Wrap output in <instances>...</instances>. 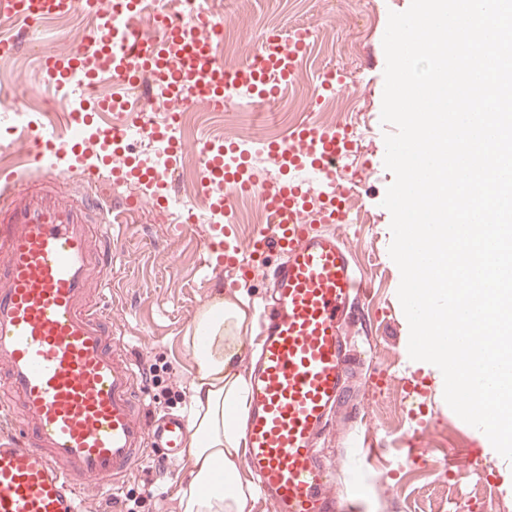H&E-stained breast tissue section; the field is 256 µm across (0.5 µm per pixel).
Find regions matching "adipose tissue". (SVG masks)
Returning <instances> with one entry per match:
<instances>
[{
    "mask_svg": "<svg viewBox=\"0 0 512 512\" xmlns=\"http://www.w3.org/2000/svg\"><path fill=\"white\" fill-rule=\"evenodd\" d=\"M256 311L243 291L197 315L188 342L196 363L189 417L191 470L179 488L180 512H252L255 489L241 469L239 422L248 414V380L239 370L240 342Z\"/></svg>",
    "mask_w": 512,
    "mask_h": 512,
    "instance_id": "ef3b65f1",
    "label": "adipose tissue"
}]
</instances>
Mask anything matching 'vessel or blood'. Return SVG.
<instances>
[{
    "mask_svg": "<svg viewBox=\"0 0 512 512\" xmlns=\"http://www.w3.org/2000/svg\"><path fill=\"white\" fill-rule=\"evenodd\" d=\"M86 5L97 26L69 51L45 58L46 81L72 106L71 125L84 123L81 105L100 78L118 85L165 84L177 107L194 84L198 107L223 105L243 86L264 98L277 95L302 57L308 35L278 43L265 59L238 69L215 59L205 25L161 17L154 34L135 23L140 0H0V13L36 21ZM352 142L346 128L302 123L267 157L281 169L307 171L326 198H313L302 180L272 184L238 180L249 154L237 143L202 147L203 183L219 185L212 204L226 209L233 196L260 192L269 214L246 249L212 238L208 250L225 269L248 276L266 271L263 310L250 342V411L244 426L246 465L273 512H345L329 487L316 453L335 412L350 402L348 374L360 359L344 326L366 294L350 253L333 229L336 204L354 187L341 164ZM13 145L35 149L38 179L0 170V420L21 428L0 433V512H84L81 491L90 481L118 484L147 448L180 462L192 443L181 415L147 417L134 398L135 364L112 340L103 304L112 268L113 225L137 200L114 202L86 195L62 199L58 184L77 154L75 140L44 128L15 131Z\"/></svg>",
    "mask_w": 512,
    "mask_h": 512,
    "instance_id": "vessel-or-blood-1",
    "label": "vessel or blood"
}]
</instances>
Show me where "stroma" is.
Listing matches in <instances>:
<instances>
[{
	"mask_svg": "<svg viewBox=\"0 0 512 512\" xmlns=\"http://www.w3.org/2000/svg\"><path fill=\"white\" fill-rule=\"evenodd\" d=\"M374 0H209L210 13L222 19L240 52H247L261 32L275 25L290 30L303 25L310 31L305 61L298 78L282 95L273 112H260L244 97L223 112L195 109L183 134L185 155L198 152L217 131L225 135L251 131L285 136L302 122L318 120L352 130L358 142L345 160L355 192L368 209L363 224L336 225L369 285L356 307L352 340L366 350L354 379L356 412H342L323 435L320 448L331 472V489L354 494L355 512H458L472 483L488 480L491 493L485 507L473 512H512V461L486 448L481 436L447 405L431 369L408 354L409 324L397 296L400 271L389 255L391 214L383 205L394 175L384 165L385 134L395 127L381 121L386 57L383 36L390 11H405L410 0H393L394 9L377 8ZM88 25L73 14L54 22H34L37 39L28 41L13 58L0 59V102L32 108L36 101L51 103L42 86L38 61L67 50ZM344 69L353 77L341 84L340 99H359L364 115L353 112L311 113L320 97L324 69ZM217 224L187 227L174 223L169 211L143 200L125 223L112 233L120 241L112 253V337L131 352L136 371L154 366L152 379H139L149 413L188 414L191 381L196 374L185 341L203 306L216 297L245 289L252 298L264 291L265 274L249 277L207 266L204 252ZM481 459L483 466L450 490H443L446 473L461 461ZM190 464H160L147 452L120 490L97 482L85 487L86 512H178L176 491Z\"/></svg>",
	"mask_w": 512,
	"mask_h": 512,
	"instance_id": "stroma-1",
	"label": "stroma"
}]
</instances>
